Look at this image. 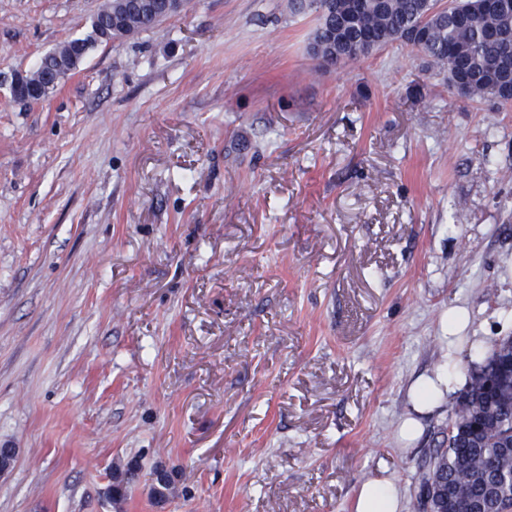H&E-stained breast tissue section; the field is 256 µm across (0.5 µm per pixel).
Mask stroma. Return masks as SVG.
<instances>
[{"label": "stroma", "instance_id": "stroma-1", "mask_svg": "<svg viewBox=\"0 0 512 512\" xmlns=\"http://www.w3.org/2000/svg\"><path fill=\"white\" fill-rule=\"evenodd\" d=\"M104 3L0 0V512H352L382 472L418 512L455 402L408 442L410 385L450 311L512 336V107L398 42L318 68L288 0H189L14 100ZM140 464L137 460H130L123 469L116 468L112 472V502L117 504L124 499L129 483L135 477Z\"/></svg>", "mask_w": 512, "mask_h": 512}]
</instances>
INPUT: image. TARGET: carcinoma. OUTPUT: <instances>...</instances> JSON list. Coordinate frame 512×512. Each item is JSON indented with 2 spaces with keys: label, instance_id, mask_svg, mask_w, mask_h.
<instances>
[{
  "label": "carcinoma",
  "instance_id": "carcinoma-1",
  "mask_svg": "<svg viewBox=\"0 0 512 512\" xmlns=\"http://www.w3.org/2000/svg\"><path fill=\"white\" fill-rule=\"evenodd\" d=\"M318 0H289L293 13L315 15L309 46L321 51L318 65L335 67L373 50L402 42L433 60L472 101L512 104V0L490 11L479 0H335L323 10ZM108 0L92 18L88 32L45 54L26 74L32 85L48 76L63 78L98 43L137 36L170 18L155 0ZM453 433L441 440L422 465L419 489L436 485L434 512H500L512 501V336L497 341L479 363L468 364L467 381L449 416ZM140 468L132 459L112 472V502L124 499Z\"/></svg>",
  "mask_w": 512,
  "mask_h": 512
}]
</instances>
